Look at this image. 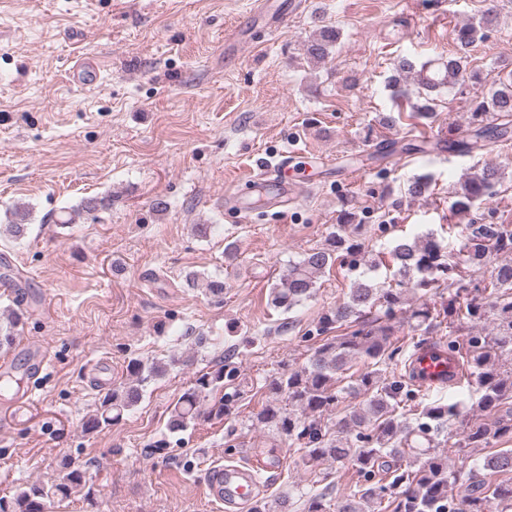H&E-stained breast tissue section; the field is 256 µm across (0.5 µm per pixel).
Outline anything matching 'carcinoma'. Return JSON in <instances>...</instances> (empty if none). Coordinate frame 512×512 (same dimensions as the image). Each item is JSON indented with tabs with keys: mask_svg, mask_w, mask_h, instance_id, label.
Listing matches in <instances>:
<instances>
[{
	"mask_svg": "<svg viewBox=\"0 0 512 512\" xmlns=\"http://www.w3.org/2000/svg\"><path fill=\"white\" fill-rule=\"evenodd\" d=\"M497 7H490L455 30L461 49L472 46L498 23ZM339 31L323 27L303 45L309 62L327 59L337 45ZM397 76L390 81L393 98L409 95L400 80L412 79L418 103L410 115L401 108L384 116L388 128L404 118L426 120L435 112L433 94L465 81L467 60L450 56L437 63H419L409 56L397 61ZM512 142V72L499 77L497 86L475 102L468 126L436 148L476 157L492 146ZM503 172L495 164L478 161L450 192V208L466 220V233L455 251L443 249L432 235L401 237L388 252L393 285H379L364 277L354 281L346 298L320 316L316 331L320 344L297 368H286L266 384L268 399L254 416L256 424L274 440L303 452V463L313 471L328 463L355 470L356 480L336 493L296 490L273 502L257 501L252 512H371L372 505L387 501L391 512H512V224L500 220L482 223L481 205L498 194ZM431 176L409 181L405 193L425 197ZM110 199L90 198L79 208L64 210L60 224H74L82 214L104 209ZM11 220L0 226V235L14 240L25 237L29 209L16 206ZM355 211L344 207L336 231L325 247L288 264L281 287L270 292V304L284 311L312 295L321 274L346 259L356 263L364 250L356 232L361 228ZM494 255H505L489 279L479 278ZM468 333L464 342L439 343L450 357L466 364L478 395L483 417L449 429L459 415L453 398L422 407L407 422L403 404L419 389L410 375L399 377L387 369L404 351L394 339L400 327L424 336L442 324ZM178 363H145L132 359L126 367L128 382L105 392L97 410L84 421L90 433L123 418L143 399L147 385ZM364 370L350 376L357 365ZM237 370L226 364L202 373L186 388L167 421L174 434L197 421L221 420L233 415L238 393H226L207 405L209 395L224 387ZM354 397L358 402L347 403ZM466 448H491L482 464L468 466ZM461 457L460 465L448 462V454ZM408 458L409 466L398 463ZM498 475L492 480L488 475ZM86 483L82 466L64 457L58 478L50 483H31L11 495L0 496V512H49L50 505L71 496Z\"/></svg>",
	"mask_w": 512,
	"mask_h": 512,
	"instance_id": "1",
	"label": "carcinoma"
}]
</instances>
